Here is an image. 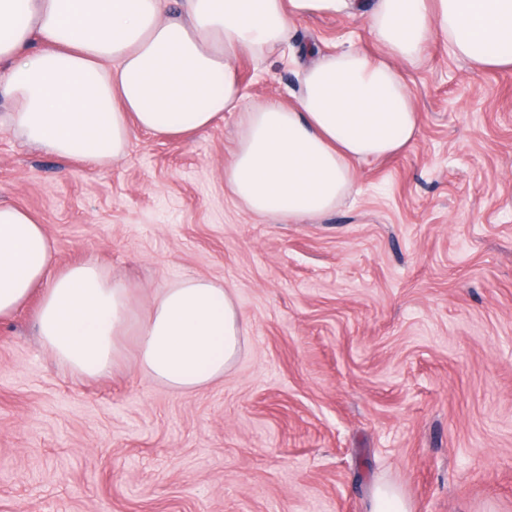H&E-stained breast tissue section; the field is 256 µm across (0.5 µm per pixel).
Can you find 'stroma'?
<instances>
[{"mask_svg":"<svg viewBox=\"0 0 512 512\" xmlns=\"http://www.w3.org/2000/svg\"><path fill=\"white\" fill-rule=\"evenodd\" d=\"M292 37L379 51L360 17ZM236 65L246 104L292 102L287 56ZM404 76L416 138L298 222L225 183L235 112L136 134L100 170L0 124V202L43 224L58 267L127 281L136 322L156 288L205 277L243 328L233 366L194 391L143 373L132 333L113 371L75 377L31 297L0 322V512H368L380 482L411 512H512V70H475L437 38Z\"/></svg>","mask_w":512,"mask_h":512,"instance_id":"stroma-1","label":"stroma"}]
</instances>
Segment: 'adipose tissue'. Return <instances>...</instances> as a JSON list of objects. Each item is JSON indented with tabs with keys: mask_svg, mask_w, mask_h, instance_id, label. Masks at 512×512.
I'll return each instance as SVG.
<instances>
[{
	"mask_svg": "<svg viewBox=\"0 0 512 512\" xmlns=\"http://www.w3.org/2000/svg\"><path fill=\"white\" fill-rule=\"evenodd\" d=\"M367 17L382 50L341 48L301 63L294 103L246 106L235 64L288 49L298 20ZM479 68L512 69V0H0V97L5 120L32 147L106 168L134 132L160 138L240 115L224 179L261 216L300 220L333 210L354 163L400 153L418 114L401 72L434 37ZM40 341L78 377L118 366L131 292L97 263L58 268L27 211L0 204V319L34 292ZM139 368L189 391L238 358L232 295L203 277L157 289L136 328Z\"/></svg>",
	"mask_w": 512,
	"mask_h": 512,
	"instance_id": "ef3b65f1",
	"label": "adipose tissue"
}]
</instances>
